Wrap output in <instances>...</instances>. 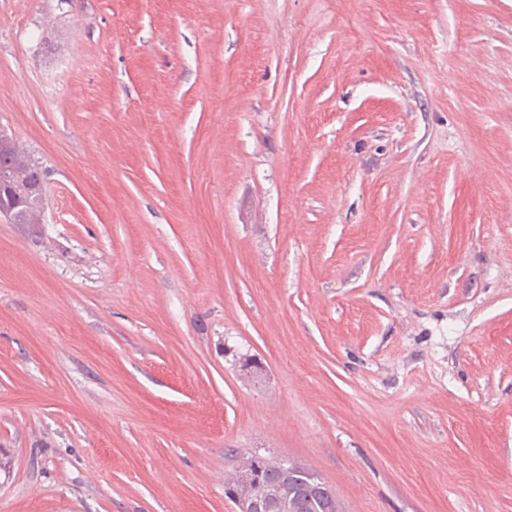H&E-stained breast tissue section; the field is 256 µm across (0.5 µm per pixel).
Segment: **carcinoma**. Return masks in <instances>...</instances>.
Returning a JSON list of instances; mask_svg holds the SVG:
<instances>
[{
	"label": "carcinoma",
	"instance_id": "cac0c4a2",
	"mask_svg": "<svg viewBox=\"0 0 512 512\" xmlns=\"http://www.w3.org/2000/svg\"><path fill=\"white\" fill-rule=\"evenodd\" d=\"M14 206L20 223L36 224L44 213L43 170L13 140L0 150V203ZM288 478V489L295 493L297 512H334L339 499L331 486L310 467L296 472L258 466L256 480L263 486Z\"/></svg>",
	"mask_w": 512,
	"mask_h": 512
}]
</instances>
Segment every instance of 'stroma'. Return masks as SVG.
Listing matches in <instances>:
<instances>
[{
	"instance_id": "35a3bbf8",
	"label": "stroma",
	"mask_w": 512,
	"mask_h": 512,
	"mask_svg": "<svg viewBox=\"0 0 512 512\" xmlns=\"http://www.w3.org/2000/svg\"><path fill=\"white\" fill-rule=\"evenodd\" d=\"M0 132V512H512V0H0ZM0 150V204L15 207L12 224H38L44 213L43 170L11 138ZM302 465L305 467L303 471H293L288 460V487L281 483H270L255 498L249 462L241 459L237 470L241 492L235 498V511L294 512L295 504L288 493L289 489L295 492L297 512H336L334 506L337 507L340 501L333 488L310 467Z\"/></svg>"
}]
</instances>
